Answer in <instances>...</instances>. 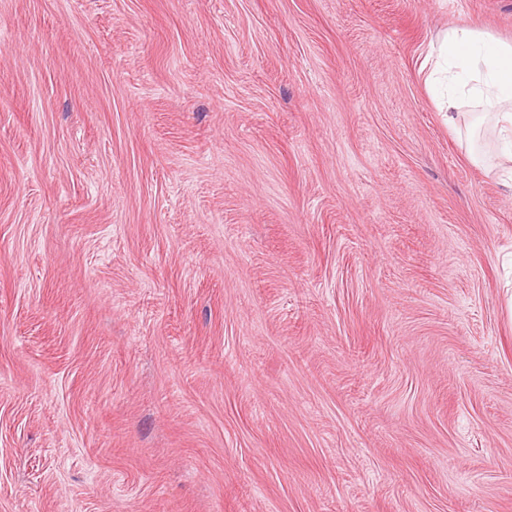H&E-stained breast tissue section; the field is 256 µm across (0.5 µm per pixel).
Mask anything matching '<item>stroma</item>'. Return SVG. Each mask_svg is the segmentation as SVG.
<instances>
[{"label": "stroma", "mask_w": 512, "mask_h": 512, "mask_svg": "<svg viewBox=\"0 0 512 512\" xmlns=\"http://www.w3.org/2000/svg\"><path fill=\"white\" fill-rule=\"evenodd\" d=\"M512 0H0V512H512V172L426 83Z\"/></svg>", "instance_id": "1"}]
</instances>
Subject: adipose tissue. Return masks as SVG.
<instances>
[{
    "label": "adipose tissue",
    "instance_id": "1",
    "mask_svg": "<svg viewBox=\"0 0 512 512\" xmlns=\"http://www.w3.org/2000/svg\"><path fill=\"white\" fill-rule=\"evenodd\" d=\"M434 54L449 127H456L463 100L474 102L486 110L498 139L506 143L504 158L512 161V43L462 22L443 34Z\"/></svg>",
    "mask_w": 512,
    "mask_h": 512
}]
</instances>
